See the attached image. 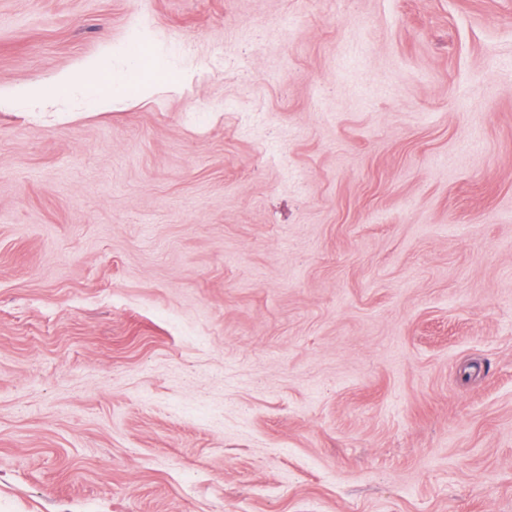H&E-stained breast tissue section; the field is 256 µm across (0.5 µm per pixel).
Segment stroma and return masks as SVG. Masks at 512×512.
Segmentation results:
<instances>
[{
  "label": "stroma",
  "mask_w": 512,
  "mask_h": 512,
  "mask_svg": "<svg viewBox=\"0 0 512 512\" xmlns=\"http://www.w3.org/2000/svg\"><path fill=\"white\" fill-rule=\"evenodd\" d=\"M0 512H512V0H0Z\"/></svg>",
  "instance_id": "1"
}]
</instances>
